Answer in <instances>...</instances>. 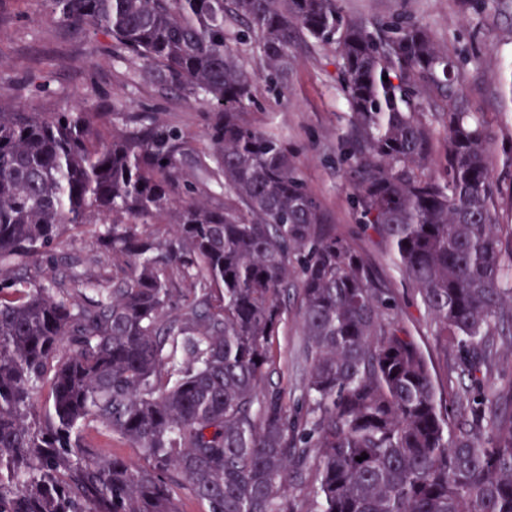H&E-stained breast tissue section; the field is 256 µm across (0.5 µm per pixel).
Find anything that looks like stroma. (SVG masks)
I'll list each match as a JSON object with an SVG mask.
<instances>
[{
	"label": "stroma",
	"mask_w": 512,
	"mask_h": 512,
	"mask_svg": "<svg viewBox=\"0 0 512 512\" xmlns=\"http://www.w3.org/2000/svg\"><path fill=\"white\" fill-rule=\"evenodd\" d=\"M347 16L366 21L401 17L423 23L451 60L462 64V92L469 109L492 124L495 157L512 151V0H343ZM111 41L61 25L45 14L39 0H0V105L37 112H70L78 106L105 103L127 112H155L165 124L206 147L203 107L178 93H158L137 66L109 62ZM256 97L243 120L279 134L296 149V165L308 192L337 232L354 238L373 262L377 276L393 288L402 322L432 366L435 381L448 393L449 407L470 381L456 353L439 347L429 333L421 306L404 290L387 245L375 235L358 233L354 187L340 155L338 137L346 128L347 106L340 90L333 47L302 57L285 93L269 89L251 45L239 47ZM101 230L83 224L71 230L58 255H81L98 274H112L111 262L97 251ZM302 338L296 318L275 337L272 352L277 376L298 383L305 371Z\"/></svg>",
	"instance_id": "35a3bbf8"
}]
</instances>
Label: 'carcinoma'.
Returning a JSON list of instances; mask_svg holds the SVG:
<instances>
[{
  "label": "carcinoma",
  "instance_id": "carcinoma-1",
  "mask_svg": "<svg viewBox=\"0 0 512 512\" xmlns=\"http://www.w3.org/2000/svg\"><path fill=\"white\" fill-rule=\"evenodd\" d=\"M41 2L198 101L208 147L194 178L187 138L154 115L0 106V512H179L180 487L205 512H297L292 482L306 512H512V382L483 391L512 337V224L498 219L512 179H494L495 135L457 101L458 66L428 27L371 25L340 0ZM242 43L277 91L300 54L335 46L358 222L438 345L461 351L458 413L288 146L241 120ZM428 88L447 111H425ZM80 224L104 225L112 277L78 255L48 266ZM290 288L306 364L292 411L271 380ZM86 425L143 463L88 446Z\"/></svg>",
  "mask_w": 512,
  "mask_h": 512
}]
</instances>
